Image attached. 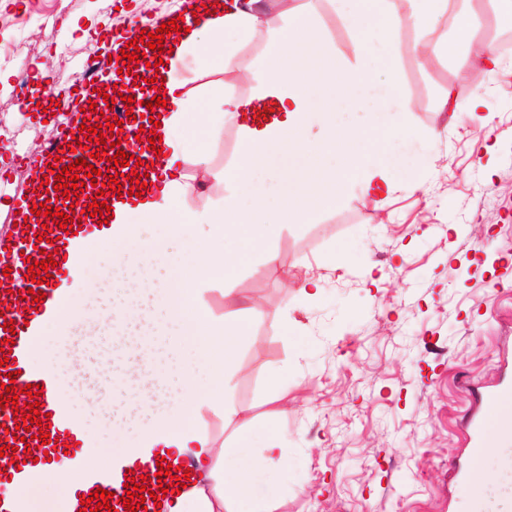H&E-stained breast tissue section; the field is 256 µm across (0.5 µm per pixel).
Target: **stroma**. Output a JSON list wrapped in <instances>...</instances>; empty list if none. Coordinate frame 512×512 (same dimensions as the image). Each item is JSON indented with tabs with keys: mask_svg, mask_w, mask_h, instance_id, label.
I'll return each mask as SVG.
<instances>
[{
	"mask_svg": "<svg viewBox=\"0 0 512 512\" xmlns=\"http://www.w3.org/2000/svg\"><path fill=\"white\" fill-rule=\"evenodd\" d=\"M326 34L329 68L364 51L326 0H292ZM145 8L143 0H0V236L26 198L31 161L57 119L29 108L70 85L72 65L94 45L106 61ZM41 15L37 25L28 14ZM401 34L403 105L412 127L438 138L385 145L393 188L379 198L348 188L309 222L286 224L272 244L276 267L249 256L223 292L203 300L241 318L245 337L229 366L227 406L253 418L252 450L273 429L288 484L268 512H449L453 471L478 387L512 359V53L486 88L459 79L472 57ZM250 77L193 58L173 73L205 98L232 81L248 97L267 68L260 40L244 46ZM448 105H441L443 94ZM481 99L479 117L458 122ZM494 128L491 153L476 146ZM320 281L308 298L285 280Z\"/></svg>",
	"mask_w": 512,
	"mask_h": 512,
	"instance_id": "35a3bbf8",
	"label": "stroma"
}]
</instances>
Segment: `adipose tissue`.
Segmentation results:
<instances>
[{"label":"adipose tissue","instance_id":"ef3b65f1","mask_svg":"<svg viewBox=\"0 0 512 512\" xmlns=\"http://www.w3.org/2000/svg\"><path fill=\"white\" fill-rule=\"evenodd\" d=\"M327 2L358 41L376 38L384 44L390 81L376 83L365 61L340 75L323 69L322 31L309 14L288 8L285 27L268 36L275 64L253 97L240 99L224 82L209 94L217 109L207 116V137L219 145L225 120H237L243 146L237 162L219 169L210 153L191 154L188 133L197 102L181 83L166 79L167 105L160 110L158 130L165 156L152 169L144 195L113 209L110 233L96 244L97 278L87 275L86 246L77 241L69 247L65 265L75 288L63 293L61 314L41 320L30 351L54 379L56 397L81 405L85 394H94L93 412L133 428L137 438L128 447H108L98 429L74 415L85 454L75 461L60 456L31 471L63 487L66 512L75 491L120 458L148 460L167 453L175 460L191 459L194 474L210 479V487L194 484L168 493L159 512H224L228 499L234 512H262L264 500L287 482L285 452L275 441L249 453L250 420H243L236 440L220 446L197 425L201 406L223 415L225 368L244 335L240 322L213 315L203 295L222 286L275 226L310 220L342 201L346 185L361 183L365 193L377 197L390 192L389 169L377 162L372 138L410 132L422 141L431 137L430 131L411 130L399 107L400 35L409 27L436 34L449 16L463 18L470 8V0H461L453 14L448 0ZM264 13L261 0H223L221 7L199 8L190 32L166 35L165 67L174 68L189 54L212 64L219 57L211 47L221 40L225 71L251 72L249 58L237 56L235 41L264 31ZM229 35L234 43H226ZM362 91L378 109L394 110L391 127L337 125V101L357 103ZM262 108L267 115L261 121ZM334 156L341 163L337 172L329 166ZM189 159L202 174L199 186L208 198L199 210L185 202L182 165ZM274 171L281 188L272 202L260 182ZM203 224L211 228L206 241L198 234ZM92 330L111 335L112 358L74 372L75 342Z\"/></svg>","mask_w":512,"mask_h":512}]
</instances>
